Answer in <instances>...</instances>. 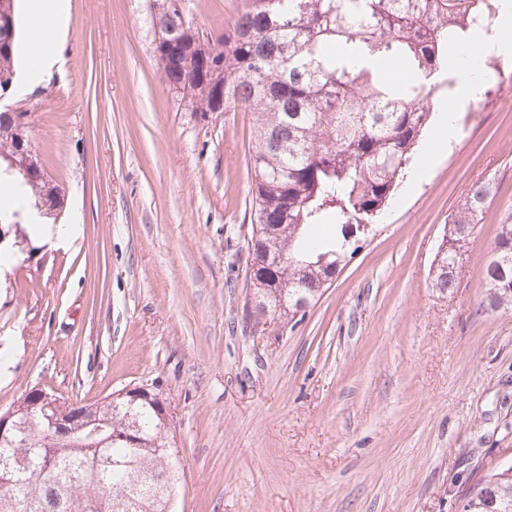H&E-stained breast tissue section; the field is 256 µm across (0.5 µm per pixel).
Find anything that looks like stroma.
Segmentation results:
<instances>
[{"label": "stroma", "instance_id": "35a3bbf8", "mask_svg": "<svg viewBox=\"0 0 512 512\" xmlns=\"http://www.w3.org/2000/svg\"><path fill=\"white\" fill-rule=\"evenodd\" d=\"M241 0H178L205 37ZM154 0H69L52 73L17 79L34 156L75 237L0 270V412L37 387L96 403L146 383L173 412L174 512H458L512 457V306L480 305L512 215V52L502 75L423 133L362 248L303 314L247 319L251 115L193 111L157 59ZM496 191L455 288L433 286L445 225Z\"/></svg>", "mask_w": 512, "mask_h": 512}]
</instances>
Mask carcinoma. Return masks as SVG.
Returning a JSON list of instances; mask_svg holds the SVG:
<instances>
[{
    "mask_svg": "<svg viewBox=\"0 0 512 512\" xmlns=\"http://www.w3.org/2000/svg\"><path fill=\"white\" fill-rule=\"evenodd\" d=\"M491 0H244L224 40L203 39L181 25L186 53L163 70L183 84L195 112H251L254 224H274L263 246L285 256L288 276L252 284L260 311L284 316L308 305L329 272L354 253L355 234L388 204L432 117L437 78L460 56L473 18ZM0 53V78L16 77V26ZM222 55V75L207 61ZM401 65L408 79L383 72ZM12 120L0 112V157L21 152ZM472 184L449 222L453 263L493 194ZM330 224L331 235L313 233ZM486 269L484 307L512 305V216L499 232ZM112 437L100 448L56 443L41 412L22 422L11 446L0 443V500L14 512H164L177 483V449L152 402L118 395L103 405ZM138 434L137 442L128 439ZM493 464L461 512L505 507L512 480Z\"/></svg>",
    "mask_w": 512,
    "mask_h": 512,
    "instance_id": "1",
    "label": "carcinoma"
}]
</instances>
